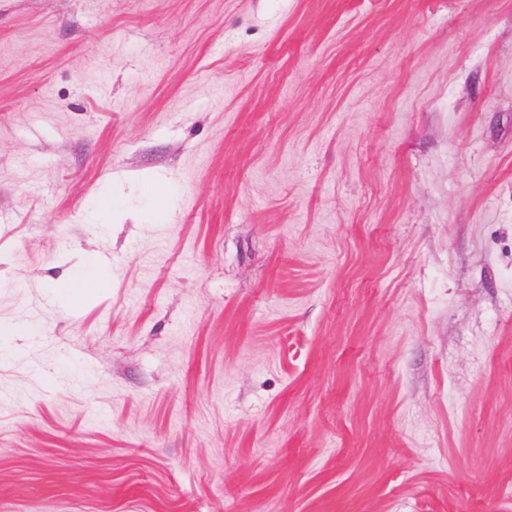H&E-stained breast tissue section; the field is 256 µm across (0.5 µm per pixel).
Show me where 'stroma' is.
<instances>
[{"label":"stroma","instance_id":"stroma-1","mask_svg":"<svg viewBox=\"0 0 512 512\" xmlns=\"http://www.w3.org/2000/svg\"><path fill=\"white\" fill-rule=\"evenodd\" d=\"M0 512H512V0H0Z\"/></svg>","mask_w":512,"mask_h":512}]
</instances>
